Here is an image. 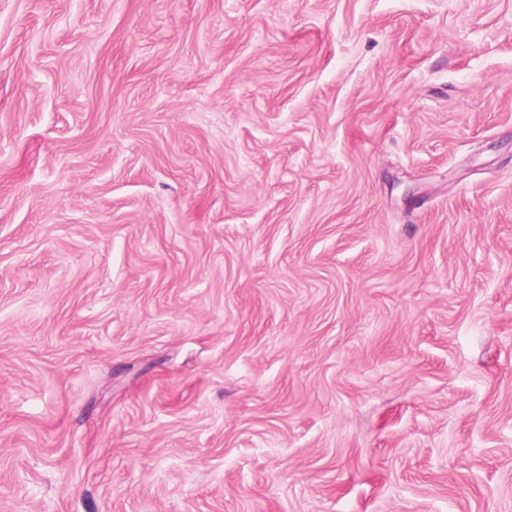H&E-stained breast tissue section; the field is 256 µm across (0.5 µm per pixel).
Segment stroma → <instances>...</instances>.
<instances>
[{
	"instance_id": "obj_1",
	"label": "stroma",
	"mask_w": 512,
	"mask_h": 512,
	"mask_svg": "<svg viewBox=\"0 0 512 512\" xmlns=\"http://www.w3.org/2000/svg\"><path fill=\"white\" fill-rule=\"evenodd\" d=\"M0 512H512V0H0Z\"/></svg>"
}]
</instances>
